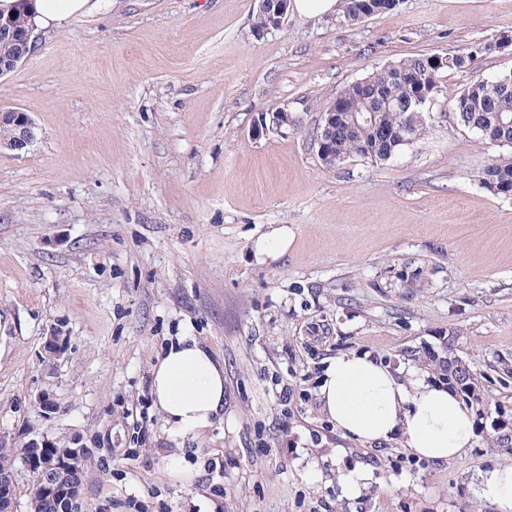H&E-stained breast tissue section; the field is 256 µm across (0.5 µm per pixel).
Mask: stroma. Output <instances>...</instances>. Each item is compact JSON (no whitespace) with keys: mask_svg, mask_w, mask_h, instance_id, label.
I'll return each mask as SVG.
<instances>
[{"mask_svg":"<svg viewBox=\"0 0 512 512\" xmlns=\"http://www.w3.org/2000/svg\"><path fill=\"white\" fill-rule=\"evenodd\" d=\"M258 0H112L38 32L0 78L36 138L0 152V433L88 448L83 512H499L512 465V195L479 181L505 148L449 116L512 71V0H399L358 22ZM444 71L420 137L390 160L320 162L312 132L346 86L418 55ZM288 109L285 135H254ZM288 228L277 258L259 238ZM62 353L49 356L50 334ZM224 365V408L174 441L151 368L176 337ZM365 354L403 380L475 379L472 448L448 462L344 437L321 370ZM372 476L358 495L345 475ZM259 14H266L267 20L262 15H257L255 26L263 30L276 29L282 25L288 14L289 5L295 12L312 17L321 16L336 11L339 0H260ZM295 125V118L288 109H280L276 112L260 113L257 123L254 126V133L261 135L267 131L273 130L279 133H285L288 128ZM482 496L495 503L500 512L512 511V466L496 467L483 477Z\"/></svg>","mask_w":512,"mask_h":512,"instance_id":"35a3bbf8","label":"stroma"}]
</instances>
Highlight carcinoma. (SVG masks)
I'll return each mask as SVG.
<instances>
[{
    "label": "carcinoma",
    "instance_id": "obj_1",
    "mask_svg": "<svg viewBox=\"0 0 512 512\" xmlns=\"http://www.w3.org/2000/svg\"><path fill=\"white\" fill-rule=\"evenodd\" d=\"M359 0H344V15L352 21L359 14L376 15L384 12L380 5L365 10H357ZM473 54L463 53L448 57L442 66L430 64L429 57H411L391 63L392 71L380 70L370 77L366 84H353L342 94L344 107L337 118L336 138L330 143L331 153L336 161L342 162L351 156L360 154L359 142L370 149L366 159L381 162L390 159L406 139L401 138V127L405 115L393 109L377 113V124L392 132L389 139H377L370 126L348 133L346 128L352 125L356 112L366 107L371 96H393L398 100H410L418 94L415 82H398L392 72L403 73L409 77L417 76L425 85L439 89L438 75L444 70H458L466 67ZM453 115L458 124L474 131L479 138L489 144L512 148V85L506 90L492 91L483 79L473 82L459 96L454 98ZM481 182L502 184L512 188V155L502 156L490 163L480 175ZM28 507L30 512H52L43 496L42 482L38 474H33L29 489Z\"/></svg>",
    "mask_w": 512,
    "mask_h": 512
}]
</instances>
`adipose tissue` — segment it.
Here are the masks:
<instances>
[{"instance_id":"adipose-tissue-1","label":"adipose tissue","mask_w":512,"mask_h":512,"mask_svg":"<svg viewBox=\"0 0 512 512\" xmlns=\"http://www.w3.org/2000/svg\"><path fill=\"white\" fill-rule=\"evenodd\" d=\"M105 0H0V11L25 10L35 29L55 30ZM152 393L171 440L210 428L224 405V366L195 338L171 342L151 370ZM318 397L345 436L366 445L398 440L409 453L434 462L459 456L474 437L473 415L443 384L403 382L366 356L328 361Z\"/></svg>"}]
</instances>
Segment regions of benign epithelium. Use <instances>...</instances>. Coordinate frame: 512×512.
Here are the masks:
<instances>
[{"instance_id": "benign-epithelium-1", "label": "benign epithelium", "mask_w": 512, "mask_h": 512, "mask_svg": "<svg viewBox=\"0 0 512 512\" xmlns=\"http://www.w3.org/2000/svg\"><path fill=\"white\" fill-rule=\"evenodd\" d=\"M290 0H260L259 12L267 16V29H276L282 25L288 14ZM33 29L24 25V21L0 19V76L7 75L28 59L31 52ZM433 100L431 89L421 91L415 101V109L405 105L402 112H410L416 120H423L427 102ZM336 101H331L321 113L317 128L321 135L315 137L317 154L327 167L336 165V156L327 150L328 140L336 135ZM295 125V118L285 108L276 112H262L254 126V133L264 134L270 130L284 133ZM35 137V123L28 113L20 110L0 111V147L9 150L25 149ZM448 373L455 385L468 391L471 388V374L460 360L448 358ZM23 457L27 467L40 474L48 497L55 501L58 512H82V483L76 478L77 462L89 461L88 449L67 448L58 453L55 449L30 441L23 445ZM14 475L0 473V512H16V501L11 496Z\"/></svg>"}]
</instances>
